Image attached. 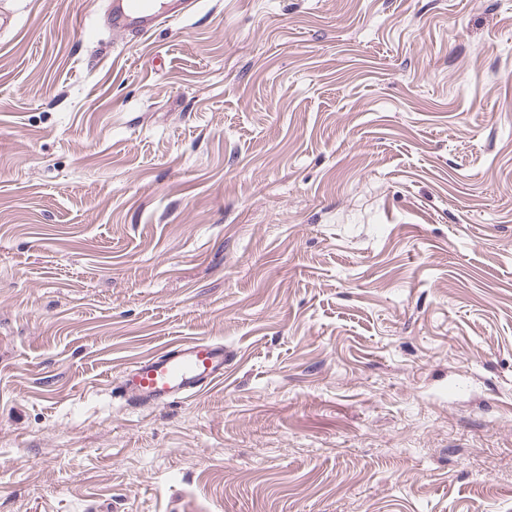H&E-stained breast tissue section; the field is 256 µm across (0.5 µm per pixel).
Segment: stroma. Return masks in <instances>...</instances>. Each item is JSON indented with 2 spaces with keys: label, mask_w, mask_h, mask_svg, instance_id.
<instances>
[{
  "label": "stroma",
  "mask_w": 512,
  "mask_h": 512,
  "mask_svg": "<svg viewBox=\"0 0 512 512\" xmlns=\"http://www.w3.org/2000/svg\"><path fill=\"white\" fill-rule=\"evenodd\" d=\"M107 4L0 0V512H512V0ZM163 7L173 12L172 6L158 0H113L108 6L109 26L112 30L149 34L160 24ZM224 345L208 341L171 343L136 363L118 392L142 406H165L224 379Z\"/></svg>",
  "instance_id": "1"
}]
</instances>
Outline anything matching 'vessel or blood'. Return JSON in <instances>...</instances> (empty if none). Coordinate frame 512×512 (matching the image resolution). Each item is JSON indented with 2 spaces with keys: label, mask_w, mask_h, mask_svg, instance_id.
<instances>
[{
  "label": "vessel or blood",
  "mask_w": 512,
  "mask_h": 512,
  "mask_svg": "<svg viewBox=\"0 0 512 512\" xmlns=\"http://www.w3.org/2000/svg\"><path fill=\"white\" fill-rule=\"evenodd\" d=\"M161 0H111L110 26L145 35L162 15ZM224 378V347L208 341L172 343L136 363L119 383V393L142 406H165Z\"/></svg>",
  "instance_id": "1"
}]
</instances>
